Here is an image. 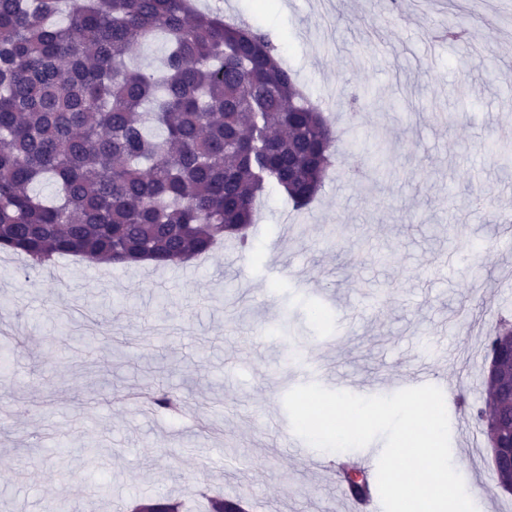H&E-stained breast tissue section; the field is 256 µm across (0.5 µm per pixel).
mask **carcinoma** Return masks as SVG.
<instances>
[{
    "label": "carcinoma",
    "mask_w": 512,
    "mask_h": 512,
    "mask_svg": "<svg viewBox=\"0 0 512 512\" xmlns=\"http://www.w3.org/2000/svg\"><path fill=\"white\" fill-rule=\"evenodd\" d=\"M158 35L162 66H131L129 48ZM336 142L264 32L191 0H0V253L32 270L69 256L166 267L225 239L246 248L266 186L307 208ZM372 147L378 169L389 141ZM46 182L52 199L36 191ZM207 508L248 512L222 495Z\"/></svg>",
    "instance_id": "carcinoma-1"
}]
</instances>
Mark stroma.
<instances>
[{"instance_id":"35a3bbf8","label":"stroma","mask_w":512,"mask_h":512,"mask_svg":"<svg viewBox=\"0 0 512 512\" xmlns=\"http://www.w3.org/2000/svg\"><path fill=\"white\" fill-rule=\"evenodd\" d=\"M195 2L267 33L338 128L351 95L375 91L359 125L389 139L390 173L340 145L309 209L271 189L251 248L202 261L26 275L0 259V332L16 338L0 382V512L63 499L128 512L169 493L201 512L204 487L254 512H346L334 476L359 468L356 451L295 435L285 394L334 376L390 395L424 366L445 378L454 468L489 512H512L489 445L468 440L483 429L486 336L512 323V168L490 151L512 128V0ZM462 17L464 40L429 42ZM143 383L179 396L181 413L127 406Z\"/></svg>"}]
</instances>
